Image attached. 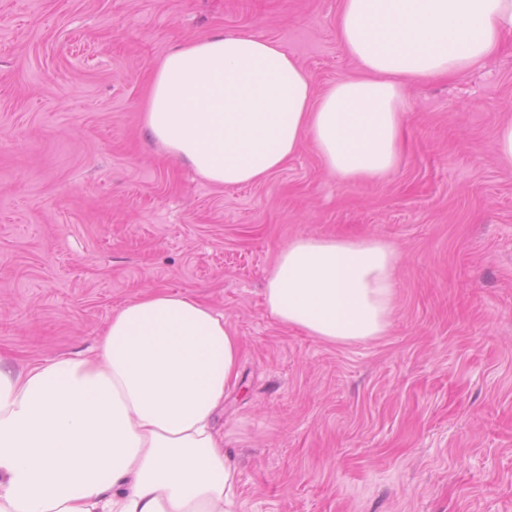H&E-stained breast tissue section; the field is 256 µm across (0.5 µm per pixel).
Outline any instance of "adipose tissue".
<instances>
[{"instance_id":"ef3b65f1","label":"adipose tissue","mask_w":512,"mask_h":512,"mask_svg":"<svg viewBox=\"0 0 512 512\" xmlns=\"http://www.w3.org/2000/svg\"><path fill=\"white\" fill-rule=\"evenodd\" d=\"M512 34V0H342L359 75L314 90L274 41L217 33L164 56L144 130L208 181H265L310 142L341 180L399 162L416 82L479 65ZM399 254L374 238H294L268 273L279 323L334 344L385 335ZM223 314L168 291L117 308L92 354L20 370L0 357V512H237L240 471L211 426L238 383Z\"/></svg>"}]
</instances>
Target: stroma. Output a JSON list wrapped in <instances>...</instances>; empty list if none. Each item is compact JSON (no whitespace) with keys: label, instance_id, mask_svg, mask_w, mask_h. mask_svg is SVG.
<instances>
[{"label":"stroma","instance_id":"obj_1","mask_svg":"<svg viewBox=\"0 0 512 512\" xmlns=\"http://www.w3.org/2000/svg\"><path fill=\"white\" fill-rule=\"evenodd\" d=\"M339 4L0 0V357L91 352L122 304L181 292L240 341L215 414L239 512H512V40L411 85L380 180H339L305 142L265 182L218 186L145 134L157 63L218 32L276 41L318 91L356 75ZM297 236L397 250L385 336L332 344L269 315Z\"/></svg>","mask_w":512,"mask_h":512}]
</instances>
